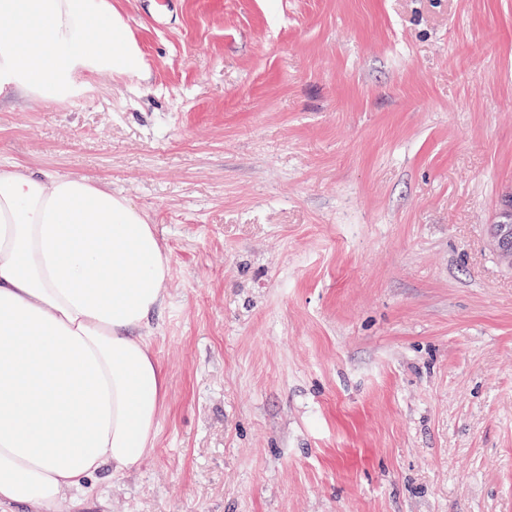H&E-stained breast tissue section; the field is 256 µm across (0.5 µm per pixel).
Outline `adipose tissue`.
<instances>
[{
	"mask_svg": "<svg viewBox=\"0 0 512 512\" xmlns=\"http://www.w3.org/2000/svg\"><path fill=\"white\" fill-rule=\"evenodd\" d=\"M146 72L112 0H0V98ZM168 275L155 226L105 185L0 171V505L56 512L151 450L166 380L143 330Z\"/></svg>",
	"mask_w": 512,
	"mask_h": 512,
	"instance_id": "obj_1",
	"label": "adipose tissue"
}]
</instances>
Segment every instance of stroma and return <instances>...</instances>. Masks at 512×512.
Masks as SVG:
<instances>
[{
    "label": "stroma",
    "mask_w": 512,
    "mask_h": 512,
    "mask_svg": "<svg viewBox=\"0 0 512 512\" xmlns=\"http://www.w3.org/2000/svg\"><path fill=\"white\" fill-rule=\"evenodd\" d=\"M112 2L149 80L0 105L171 255L154 447L57 512H512V0ZM493 248L499 257L512 266V207L501 213V220L492 230Z\"/></svg>",
    "instance_id": "1"
}]
</instances>
